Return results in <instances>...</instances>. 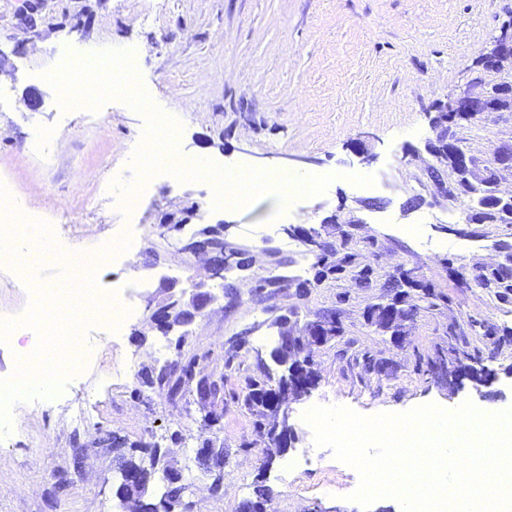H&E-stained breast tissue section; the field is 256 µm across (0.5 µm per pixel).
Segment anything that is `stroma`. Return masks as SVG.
Instances as JSON below:
<instances>
[{
  "label": "stroma",
  "instance_id": "stroma-1",
  "mask_svg": "<svg viewBox=\"0 0 512 512\" xmlns=\"http://www.w3.org/2000/svg\"><path fill=\"white\" fill-rule=\"evenodd\" d=\"M511 20L512 0H0V179L13 185L22 212L58 227L54 264L25 276L12 261L0 264V320L46 324L31 295L65 281L69 252L146 240L98 272L102 303L113 286L132 287L121 335L103 321L84 323L90 355L52 400L26 399L14 408L21 424L0 429V512H117L116 437L168 448L194 512H239L258 478L278 512H403L392 496L367 507L352 500L358 472L315 445L306 410L345 406L372 416L466 402L512 409V296L475 281L502 262L512 226L468 224L459 208L433 200L420 156L435 106L464 85ZM92 47L136 57L142 90L180 117L184 155L234 169L333 171L340 180L282 210L266 196L217 210L211 183L165 171L142 183L132 159L145 117L121 100L94 112L59 111L43 77L64 54ZM29 96L37 109L24 105ZM49 131L45 159L35 147ZM357 175L374 190L359 189ZM138 186L144 192L132 210L126 196ZM336 213L341 223H329ZM213 224L223 225L226 249L251 252L250 269L213 279L181 253ZM303 229L356 253L373 270L370 284L317 280L319 250L303 242ZM400 265L433 291L428 298L411 290L420 310L401 344L368 320ZM165 276L206 282L217 296L195 324L167 336L146 310ZM291 311L303 322L337 312L342 333L313 349L318 383L292 404L296 440L279 454L258 426L265 409L244 399L260 370L279 378L269 353L277 319ZM178 352L195 359L196 376L223 374V398H202L192 382L172 397L149 382L148 372ZM467 353L495 380L449 392L438 368ZM76 406L91 415L81 431L69 425ZM203 440L224 450L217 493L195 456ZM286 458L294 462L287 470Z\"/></svg>",
  "mask_w": 512,
  "mask_h": 512
}]
</instances>
